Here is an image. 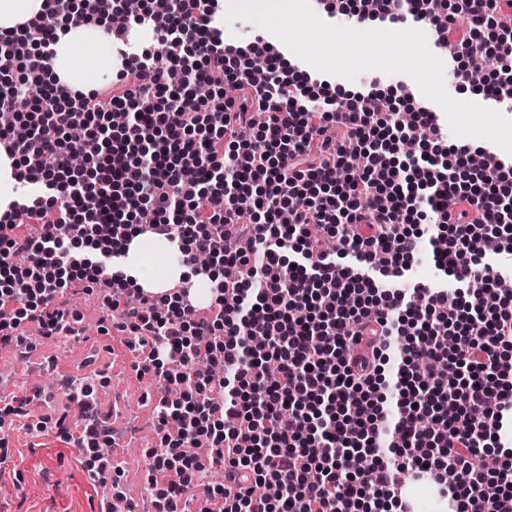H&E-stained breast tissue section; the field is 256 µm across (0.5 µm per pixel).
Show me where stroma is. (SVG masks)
I'll return each instance as SVG.
<instances>
[{"label": "stroma", "instance_id": "1", "mask_svg": "<svg viewBox=\"0 0 512 512\" xmlns=\"http://www.w3.org/2000/svg\"><path fill=\"white\" fill-rule=\"evenodd\" d=\"M67 297L78 315V333L42 341L40 354L54 359L61 373L88 378L103 415H111L113 401L121 402L125 414L114 422L120 439L112 454L122 464L128 496L139 512H147L145 486L159 443L153 409L165 389L152 377L137 376L134 366L141 354L134 345L105 334L112 317L98 300L76 286ZM0 378L7 383V393L26 401L28 411L27 417L0 433L8 442L0 447V458L11 470L10 478L0 480V512H100L101 503L112 494L111 486L90 483L55 427L37 438L28 430L45 417L64 415L77 421L76 408L64 390H56L46 402L36 399V392L51 387L52 379L7 346H0Z\"/></svg>", "mask_w": 512, "mask_h": 512}]
</instances>
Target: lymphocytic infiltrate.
<instances>
[{"label":"lymphocytic infiltrate","instance_id":"lymphocytic-infiltrate-1","mask_svg":"<svg viewBox=\"0 0 512 512\" xmlns=\"http://www.w3.org/2000/svg\"><path fill=\"white\" fill-rule=\"evenodd\" d=\"M124 3L49 0L41 22L0 31V117L34 131L21 142L0 126L28 189L0 217V308L17 305L0 321V344L23 343L26 321L45 337L73 333L70 245L105 224L110 242L79 280L90 294L106 285L113 329L147 349L138 376L178 390L156 407L164 450L149 481L155 502L202 487L220 465L229 483L204 487L222 498L211 512H354L361 493L413 512L404 490L414 478L432 483L451 512H512V469L481 466L512 419V295L499 289L512 269L484 262L488 238L512 251V174L485 148L445 145L410 93L402 106L372 110L376 81L341 100L283 56L225 43L219 0H148L132 21L152 26L156 46L130 56V26L110 27L120 71L91 94L68 92L51 77L59 23L102 22ZM327 11L440 35L465 17L469 30L453 47L458 79L464 62L484 55L485 95L512 102V0H338ZM227 80L236 95H224ZM200 84L213 89L203 103ZM115 112L126 125L111 126ZM221 138L224 158L214 148ZM354 158L359 174L340 180ZM192 167L203 180H184ZM244 207L255 223H241ZM144 208L153 223L131 222ZM24 217L43 220L39 237L16 236ZM413 222L436 225L435 264L466 290L379 291L370 271L399 277L414 259ZM229 224L236 236H226ZM145 234L222 256L236 273L223 285L234 304L198 321L184 288L130 301L122 246ZM328 236L336 251L323 250ZM244 238L251 249L240 248ZM392 350L399 366L388 381ZM68 398L84 428L60 441L111 483L120 464L102 461L86 387L71 386ZM265 484L280 495L258 494Z\"/></svg>","mask_w":512,"mask_h":512}]
</instances>
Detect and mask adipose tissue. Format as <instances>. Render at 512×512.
Returning a JSON list of instances; mask_svg holds the SVG:
<instances>
[{"instance_id":"obj_1","label":"adipose tissue","mask_w":512,"mask_h":512,"mask_svg":"<svg viewBox=\"0 0 512 512\" xmlns=\"http://www.w3.org/2000/svg\"><path fill=\"white\" fill-rule=\"evenodd\" d=\"M56 36L51 72L69 91L90 94L116 73L119 61L102 24H68L58 28ZM172 249L161 237L133 239L126 248V272L132 288L163 295L188 278L193 283V301H209L214 277L195 275L186 261L172 256Z\"/></svg>"}]
</instances>
